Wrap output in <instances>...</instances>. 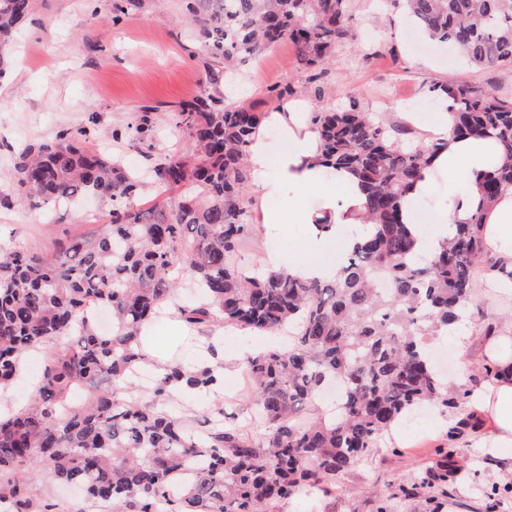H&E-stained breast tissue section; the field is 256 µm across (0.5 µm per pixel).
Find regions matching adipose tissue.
I'll return each mask as SVG.
<instances>
[{"label": "adipose tissue", "instance_id": "1", "mask_svg": "<svg viewBox=\"0 0 512 512\" xmlns=\"http://www.w3.org/2000/svg\"><path fill=\"white\" fill-rule=\"evenodd\" d=\"M429 114L406 111L402 117L422 131L427 142L439 150L432 164L423 168L403 199L407 220H414L415 207L431 197L438 185L461 184L453 199L437 200L431 229H414L418 248L433 253L452 237L456 225L468 223L480 204V177L495 169L502 157L492 138H457L450 131L448 102L436 96ZM305 100H286L272 105L265 122L284 134L281 150L270 155L264 130H257L248 151L250 184L255 198L252 209L257 223L295 225L305 228L300 249L288 261L289 273L308 279H327L335 266L322 260L331 247L347 248L346 227L365 221V198L357 178L346 171L327 174L321 156L320 137L315 126L305 121ZM291 194L288 207L276 205L281 194ZM488 250L497 258L512 261V189L505 191L489 210L482 227ZM483 357L492 365L490 380L474 388L468 407L487 421L490 430L481 436L479 448L495 454L512 447V330L486 337Z\"/></svg>", "mask_w": 512, "mask_h": 512}]
</instances>
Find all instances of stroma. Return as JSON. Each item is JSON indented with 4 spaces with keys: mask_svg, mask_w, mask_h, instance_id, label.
Wrapping results in <instances>:
<instances>
[{
    "mask_svg": "<svg viewBox=\"0 0 512 512\" xmlns=\"http://www.w3.org/2000/svg\"><path fill=\"white\" fill-rule=\"evenodd\" d=\"M180 13V0H140L115 24L112 0H34L8 50L11 65L0 79V199L13 190L19 153L66 129H88L89 146L106 150L132 174L142 173L154 157L185 153L188 142L174 130L171 112L198 93L208 56L192 30L179 23ZM356 13L361 21L358 48L312 70L299 64L292 43L280 44L243 63L237 84L223 86L224 95L264 111L269 90L288 85L310 108L339 106L352 98L362 110L398 127L402 97H416L418 106L427 109L438 85L462 78L479 84L503 79L496 70L462 66L429 40L413 49L397 11L382 0H356ZM147 106L153 109L151 139L140 144L124 138V130ZM109 210L106 201L95 197L51 216L41 206L0 202V248L50 254L58 238L108 222ZM301 235L296 227L251 229L237 260L246 268L261 267L274 252L287 261ZM504 327H512V294H503L488 273H481L469 338L453 346L446 376L467 390L488 379L489 370L480 364L483 340ZM220 400L249 434L261 433L243 373L225 382ZM448 416L458 431L455 440H448L443 428L385 440L336 485L300 494L273 512H378L388 495L410 486L412 477L434 465L450 443L463 454L450 496L419 490L403 501L402 512H512V449L480 454L475 447L479 433L466 404L450 409ZM24 479L39 496L60 506L81 500L77 487L58 481L45 466L27 467Z\"/></svg>",
    "mask_w": 512,
    "mask_h": 512,
    "instance_id": "1",
    "label": "stroma"
}]
</instances>
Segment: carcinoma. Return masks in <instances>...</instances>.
<instances>
[{
	"label": "carcinoma",
	"mask_w": 512,
	"mask_h": 512,
	"mask_svg": "<svg viewBox=\"0 0 512 512\" xmlns=\"http://www.w3.org/2000/svg\"><path fill=\"white\" fill-rule=\"evenodd\" d=\"M419 27L451 43L473 66L512 70V0H405ZM138 0H112L119 23ZM185 18L208 52L204 86L172 112L186 135L182 157H159L146 177L86 146L89 132L60 131L29 144L15 165L14 194L60 208L96 195L111 221L59 243L50 255L0 250V388L20 373L23 354L63 339L49 355L34 399L0 415V505L7 512H57L23 480L40 461L109 512H272L305 487L334 482L353 468L400 419L426 404L457 406L468 391L445 383L428 339L466 319L473 300L487 211L512 188V94L470 81L440 85L453 132L502 146L498 169L482 178V201L467 224L432 255L418 252L401 202L437 145L406 141L404 130L349 102L312 113L331 168L357 176L370 227L356 237L336 278L306 280L285 269H245L236 262L248 234L244 190L253 133L265 113L230 103L219 92L226 69L285 41L314 68L357 41L352 0H181ZM33 0H0L1 54ZM151 137L150 112L128 127ZM180 189L144 211L146 187ZM206 301L180 303L183 277ZM385 287H380V284ZM173 307L189 326L251 331L288 328V348L246 358L255 438L226 421L224 405L192 416L179 410L174 384L197 395L217 393L208 370L169 366L151 399L131 396L146 356L144 324ZM344 398L322 411L326 385ZM85 389L89 399L71 403ZM417 477L414 489L440 487L459 449Z\"/></svg>",
	"instance_id": "carcinoma-1"
}]
</instances>
